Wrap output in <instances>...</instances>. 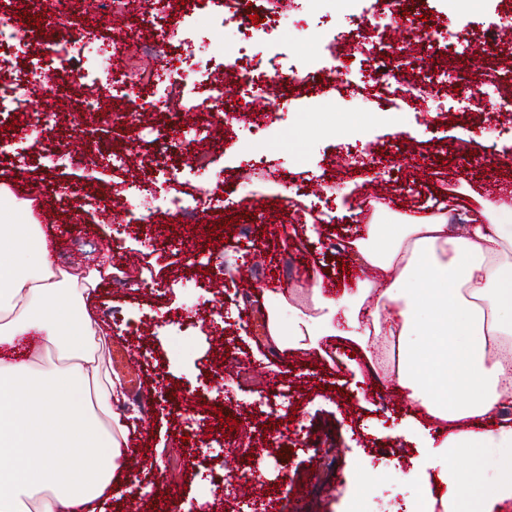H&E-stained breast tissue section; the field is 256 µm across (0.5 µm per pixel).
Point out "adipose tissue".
<instances>
[{
	"instance_id": "adipose-tissue-1",
	"label": "adipose tissue",
	"mask_w": 512,
	"mask_h": 512,
	"mask_svg": "<svg viewBox=\"0 0 512 512\" xmlns=\"http://www.w3.org/2000/svg\"><path fill=\"white\" fill-rule=\"evenodd\" d=\"M0 185V512H105L102 495L126 468L131 416L124 385L103 364L107 335L89 310L99 274L57 266L32 211ZM350 246L376 276L323 299L318 329L283 327L279 296L267 303V340L278 352L344 336L370 374L404 389L439 442L426 460L445 512H495L512 502V459L492 481L483 462L512 456V420L481 418L512 407V195L481 203L464 223L444 214L368 224ZM42 350L17 359L26 337ZM419 344H412V337ZM463 456L465 477L449 463Z\"/></svg>"
}]
</instances>
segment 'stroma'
<instances>
[{
  "instance_id": "obj_1",
  "label": "stroma",
  "mask_w": 512,
  "mask_h": 512,
  "mask_svg": "<svg viewBox=\"0 0 512 512\" xmlns=\"http://www.w3.org/2000/svg\"><path fill=\"white\" fill-rule=\"evenodd\" d=\"M409 8L439 18L440 44L473 68L478 61L465 34L503 24L498 0H481L463 16L449 10L448 0H411ZM69 14L76 39L134 29L141 38L165 42L173 27L169 21L147 24L138 15L115 21L97 0H71ZM348 26L341 16H309L303 31L268 39L261 55L285 72L310 58L326 65ZM460 85L458 71H449L435 113L406 97L383 107L333 83L289 92L281 120L264 131L252 133L241 123L234 140L220 132L207 139L210 208L188 223L165 210L147 212L122 234L112 226V211L132 184L149 181L174 197L200 194L189 168L172 182L162 167L146 163L156 152V131L144 122L114 124L110 137L128 154L119 169L102 160L92 137L72 131L68 116L76 101L68 90L28 100L26 114L0 118V170L12 175L15 198L31 204L57 263L74 259L83 266L93 258L116 270L113 280L101 282L90 308L110 329L108 349L126 352L122 363L107 368L139 414L131 440L141 460L106 492L105 512H160L166 498L179 512H231L243 498L240 487L213 477L243 468L260 474L267 512L298 503L304 512H376L379 502L415 498L426 472L418 442L397 432L411 414L405 397L372 379L354 383L353 346L338 338L320 352L291 350L272 358L263 322L276 278L288 276L301 257L309 258L314 279L355 287L359 263L352 256L338 262L335 244L362 230L360 213L375 172L409 170L416 182L414 191L389 193L385 208L373 215L379 224L451 193L458 207L473 211L477 197L512 189V164L500 162L512 157V110L477 111ZM36 110L63 119L40 145L23 133ZM463 137L477 160L457 156ZM243 143L261 166L245 189L248 202L228 209L224 191L238 181ZM349 153L354 165L334 167ZM299 183L306 188L301 197L293 190ZM222 219L228 225L213 238ZM114 243L121 249L117 259L107 250ZM128 260L138 265L144 288H123ZM181 276L202 277L200 306L211 299L215 281L224 285L223 308L187 330L177 323L186 303ZM226 417L271 436V443L239 449L238 431L222 423ZM174 462L181 466L175 483L154 486L157 469Z\"/></svg>"
}]
</instances>
